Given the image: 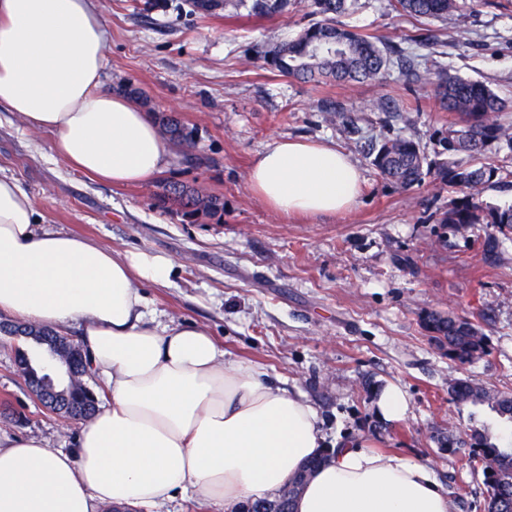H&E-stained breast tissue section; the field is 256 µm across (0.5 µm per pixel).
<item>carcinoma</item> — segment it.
<instances>
[{
  "label": "carcinoma",
  "instance_id": "obj_1",
  "mask_svg": "<svg viewBox=\"0 0 512 512\" xmlns=\"http://www.w3.org/2000/svg\"><path fill=\"white\" fill-rule=\"evenodd\" d=\"M192 11L211 16L224 13L235 16L244 9L251 16L269 17L288 8V0H190ZM353 0H308L307 7L319 20L303 28L292 39L267 45L260 59L267 69L283 76L317 83L354 85L382 79L398 68L403 75H415L421 61L432 56L430 49L441 43L438 36L421 33L412 42L425 54L409 53L383 37L362 33L336 22L347 13ZM390 6L402 15L445 24L456 20L463 0H390ZM433 95L439 107L458 116L448 128L437 131L434 158L419 142L402 134H388L368 144V158L383 179L399 190H408L428 176L440 184L458 190L437 223L450 229L470 224H490L497 228L512 226V205L499 206L482 199L481 190L496 182L499 168L481 161L486 147L497 143L512 152V117L505 113V102L487 84L435 72ZM325 111L348 134L358 133L357 118L329 102ZM166 138L181 147L193 144V130L174 115H155ZM465 154L470 161L458 156ZM163 205H178L190 220L224 222V199L192 186L173 182L158 196ZM434 338L448 345V355L461 360L484 352L483 337L471 321L434 311L424 318ZM458 402L488 405L504 421H512V393L474 387L464 379L450 386ZM473 455L482 462L487 486L488 512H512V449L492 442L486 432H478L470 443ZM303 471L274 500H256L251 512H283L292 509V501L306 481Z\"/></svg>",
  "mask_w": 512,
  "mask_h": 512
}]
</instances>
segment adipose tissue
Masks as SVG:
<instances>
[{
  "mask_svg": "<svg viewBox=\"0 0 512 512\" xmlns=\"http://www.w3.org/2000/svg\"><path fill=\"white\" fill-rule=\"evenodd\" d=\"M107 33L91 0H0V107L56 136L73 169L113 185L160 171L168 142L149 113L104 88ZM285 214H340L361 173L325 143L277 139L247 174ZM174 265L116 253L41 224L31 196L0 175V315L63 329L78 324L109 405L76 445L0 436V512H153L187 487L231 508L271 499L311 460L293 512H453L424 463L347 443L326 449L316 408L249 363L225 358L199 325L147 319L144 285Z\"/></svg>",
  "mask_w": 512,
  "mask_h": 512,
  "instance_id": "adipose-tissue-1",
  "label": "adipose tissue"
}]
</instances>
